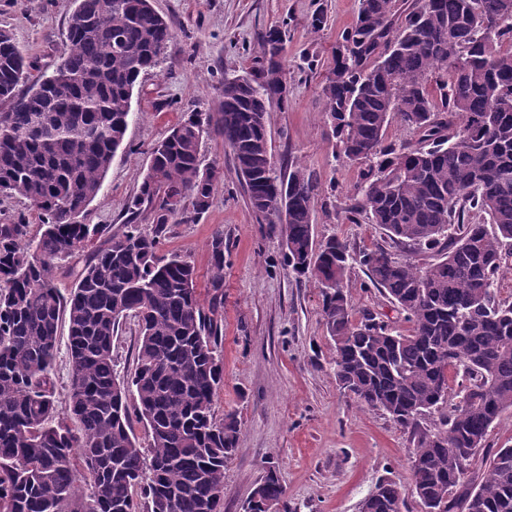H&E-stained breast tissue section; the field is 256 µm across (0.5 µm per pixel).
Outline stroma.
I'll list each match as a JSON object with an SVG mask.
<instances>
[{
	"instance_id": "35a3bbf8",
	"label": "stroma",
	"mask_w": 512,
	"mask_h": 512,
	"mask_svg": "<svg viewBox=\"0 0 512 512\" xmlns=\"http://www.w3.org/2000/svg\"><path fill=\"white\" fill-rule=\"evenodd\" d=\"M358 3L154 0L173 39L134 91L123 145L84 222L125 223L126 201L138 189L154 145L184 113H215L225 78L249 71L263 53V33L282 23L290 94L287 107L272 106L266 115L272 162L285 172L298 161L316 173V239L334 235L353 248L383 243L379 226L345 219L358 168L337 156L320 93L322 70ZM74 7V0H0V29L13 35L37 73H48L65 45ZM318 10L326 24L316 32L310 20ZM308 51L318 55L316 70L302 59ZM202 158L223 168L224 182L196 221L173 225L164 248L192 261L203 291L211 275L210 241L215 233L224 235V387L216 412L236 413L241 423L238 450L224 469V512H243L271 462L286 488L279 512H360L379 480L409 484L410 434L383 412L361 407L337 384L320 288L313 279H296L284 265L282 235L252 210L220 136L205 138ZM347 291L355 312L397 320L361 268L352 269Z\"/></svg>"
}]
</instances>
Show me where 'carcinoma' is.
I'll return each mask as SVG.
<instances>
[{
    "label": "carcinoma",
    "instance_id": "cac0c4a2",
    "mask_svg": "<svg viewBox=\"0 0 512 512\" xmlns=\"http://www.w3.org/2000/svg\"><path fill=\"white\" fill-rule=\"evenodd\" d=\"M76 2L55 68L32 82L0 30V100L9 103L0 195L27 199L44 218L37 238L0 221V512H224V466L240 434L235 415L215 412L224 234L211 241L205 303L194 265L162 251L172 225L206 212L224 181L221 168L202 165L212 130L252 209L277 217L284 264L321 288L338 385L411 435L409 487L379 482L370 512H403L410 496L423 512H512V446L486 447L512 411V299L498 289L512 267V0H360L321 82L333 136L359 167L346 219L377 224L390 240L358 250L336 236L315 242L313 172L297 163L285 177L272 163L266 114L289 95L272 61L279 26L266 32L250 81L224 80L216 114L190 113L153 147L120 229L78 221L124 141L139 77L159 65L172 32L145 0ZM394 121L413 138L384 143ZM394 248L437 262L420 267ZM79 252L64 293L56 271ZM354 264L407 331L370 311L352 319ZM129 316L139 335L121 377L113 338ZM64 320L71 378L61 408ZM432 411L439 425L426 428ZM284 497L271 464L250 512ZM60 339L57 352V360L55 366V376L57 379L56 398L59 407H64L67 399L70 380V366L67 354L68 342V323L63 321L60 328Z\"/></svg>",
    "mask_w": 512,
    "mask_h": 512
}]
</instances>
